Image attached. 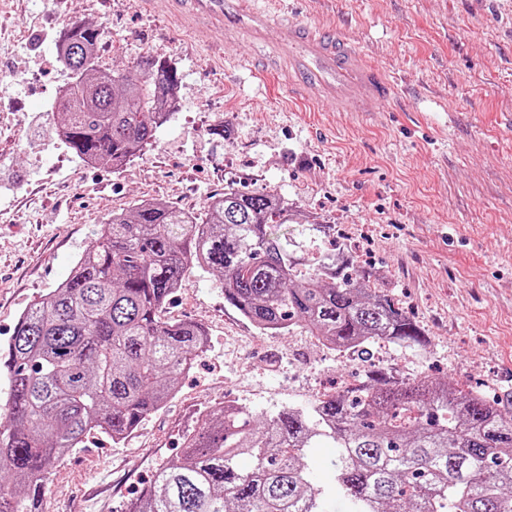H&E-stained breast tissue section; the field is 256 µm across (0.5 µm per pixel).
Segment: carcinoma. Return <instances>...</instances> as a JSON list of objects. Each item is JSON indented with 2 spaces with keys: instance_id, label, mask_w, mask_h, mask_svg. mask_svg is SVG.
Masks as SVG:
<instances>
[{
  "instance_id": "carcinoma-1",
  "label": "carcinoma",
  "mask_w": 512,
  "mask_h": 512,
  "mask_svg": "<svg viewBox=\"0 0 512 512\" xmlns=\"http://www.w3.org/2000/svg\"><path fill=\"white\" fill-rule=\"evenodd\" d=\"M100 31L74 24L63 62L78 76L55 132L78 159L122 165L170 116L177 69L150 56L134 77L102 75ZM288 202L228 188L196 217L143 200L101 225L71 274L19 318L0 347L9 400L0 418V512H40L48 466L94 435L119 442L170 400L207 334L163 310L195 268L218 270L224 299L260 332L301 327L338 351L426 339L395 300L350 277L338 252L302 270L281 241ZM331 442L348 512H512V415L477 391L373 367L310 409L201 413L182 456L126 512H326L302 459ZM247 456L249 469L237 462Z\"/></svg>"
}]
</instances>
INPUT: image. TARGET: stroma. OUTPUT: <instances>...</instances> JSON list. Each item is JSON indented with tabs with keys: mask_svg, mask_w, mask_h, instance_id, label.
<instances>
[{
	"mask_svg": "<svg viewBox=\"0 0 512 512\" xmlns=\"http://www.w3.org/2000/svg\"><path fill=\"white\" fill-rule=\"evenodd\" d=\"M264 2L360 46L394 84L385 111L294 95L285 76L253 69L264 47L211 51L169 24L166 0H0V345L113 213L154 199L199 215L225 188L257 189L287 201L280 235L302 266L348 251L421 327L426 349L378 344L373 364L471 386L512 412V0ZM75 23L99 28L103 73L158 56L180 75L176 112L119 168L85 164L56 136L71 81L56 44ZM220 280L192 270L165 308L209 334L177 394L122 442L98 436L55 464L44 512H125L200 411L307 408L362 369L302 330L259 333Z\"/></svg>",
	"mask_w": 512,
	"mask_h": 512,
	"instance_id": "obj_1",
	"label": "stroma"
}]
</instances>
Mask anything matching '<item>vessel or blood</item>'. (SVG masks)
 Returning <instances> with one entry per match:
<instances>
[{
    "label": "vessel or blood",
    "instance_id": "b4317fda",
    "mask_svg": "<svg viewBox=\"0 0 512 512\" xmlns=\"http://www.w3.org/2000/svg\"><path fill=\"white\" fill-rule=\"evenodd\" d=\"M169 14L208 42L220 32L228 40L263 44L273 29L286 30L287 41L274 47L262 66L280 69L290 87L303 96L339 106L353 100L362 112L383 109L391 97L388 76L339 38L331 26L298 22L284 12L254 8L249 0H169Z\"/></svg>",
    "mask_w": 512,
    "mask_h": 512
}]
</instances>
